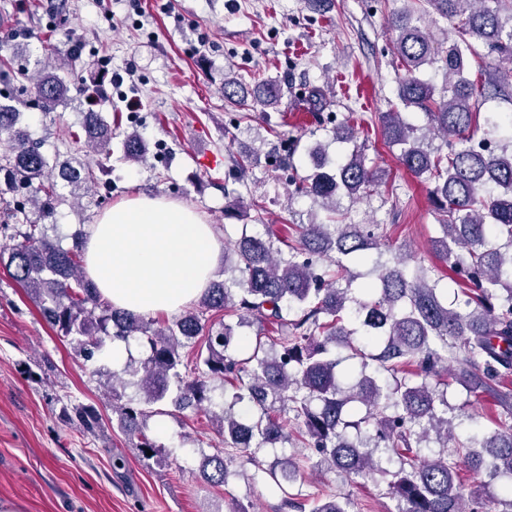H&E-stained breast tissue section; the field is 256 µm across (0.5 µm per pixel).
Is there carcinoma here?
I'll return each mask as SVG.
<instances>
[{
    "label": "carcinoma",
    "instance_id": "carcinoma-1",
    "mask_svg": "<svg viewBox=\"0 0 512 512\" xmlns=\"http://www.w3.org/2000/svg\"><path fill=\"white\" fill-rule=\"evenodd\" d=\"M414 4L390 18V31L404 69L398 99L404 108L422 111L428 131L443 138L448 152L433 154L426 134L405 120L397 109L381 113L382 137L399 148L400 163L416 176L434 183L431 197L442 235L431 246L448 261L457 286L452 302L441 299L438 282L411 266L414 257L403 252L393 263L369 251L378 248V224H298L297 245L288 256L270 239L243 235L232 245L234 265L222 284L206 289L201 305L163 329L152 328L144 314L119 310L103 301L81 272L82 251L64 249L46 233L42 221L52 216L59 176L75 190L100 183L83 167L53 166L40 146L17 129L18 109L0 104V144L5 182L26 189L39 205L32 219L19 211L23 223L13 229L6 267L12 278L34 296L48 324L60 337L76 344L86 360L105 342L134 340L145 357L129 359L122 372L128 384L142 394L122 400L112 390V407L126 430L137 436L142 455L159 453L160 445L139 430V424L161 415L165 401L177 410L215 409L216 431L224 445L259 465L252 449L290 441L277 405L292 403L302 420L307 445L319 456V465L347 477L379 473L390 476L394 512H487L486 501L465 489L456 463L446 456L425 460L413 455L435 435L440 447L454 443L457 453L473 470H489L508 481L512 512V426L496 430L472 446L457 440L448 417L447 393L429 379L444 370L471 389L492 393L503 405L512 404V389L501 384L512 377V113H495L476 138L473 107L485 87L501 92L505 72L484 73L475 82L466 76L468 56L481 46L502 63H512V0H406ZM438 15L453 25L459 40L436 41L426 25ZM443 63L448 74V96L436 97L435 88L417 72ZM16 80L19 89L52 112L70 92L69 82L49 73L31 86L27 72L13 59L0 57V81ZM224 99L238 105L247 101L238 79L224 77ZM254 101L275 107L280 92L265 82ZM84 145L108 152L112 126L95 112L86 114ZM311 153L316 171L299 189L337 212L342 197H360L379 186L385 171L369 165L365 154L353 151L328 168ZM329 260L334 273L317 272L318 262ZM370 265L364 286L366 298L350 295L342 281L349 265ZM234 318L238 326L269 322L285 336L279 345L256 342L244 358L229 354L234 329L224 323L216 330L215 317ZM205 335L206 351L196 354L197 376L182 373L183 350ZM359 359L360 373L353 384L339 380L336 349ZM230 384L215 394L213 381ZM60 413L85 429L100 424L96 407L65 404ZM399 463L396 470L389 466ZM296 459L262 469L282 494L283 507L294 506L288 484L299 473ZM224 453L207 455L202 475L212 485L226 480ZM311 512H349L338 497L312 503Z\"/></svg>",
    "mask_w": 512,
    "mask_h": 512
}]
</instances>
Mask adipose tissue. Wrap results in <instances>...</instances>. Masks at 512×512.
I'll use <instances>...</instances> for the list:
<instances>
[{"instance_id":"1","label":"adipose tissue","mask_w":512,"mask_h":512,"mask_svg":"<svg viewBox=\"0 0 512 512\" xmlns=\"http://www.w3.org/2000/svg\"><path fill=\"white\" fill-rule=\"evenodd\" d=\"M218 248L212 225L186 204L135 198L90 225L86 271L104 301L173 313L208 287Z\"/></svg>"}]
</instances>
